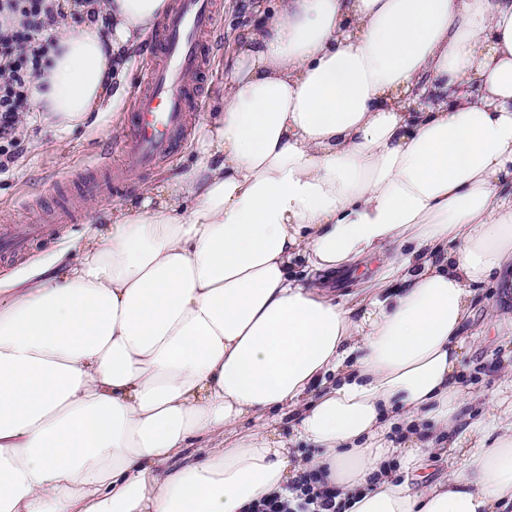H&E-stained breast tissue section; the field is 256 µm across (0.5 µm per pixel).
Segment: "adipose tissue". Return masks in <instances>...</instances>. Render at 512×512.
I'll return each instance as SVG.
<instances>
[{
    "instance_id": "adipose-tissue-1",
    "label": "adipose tissue",
    "mask_w": 512,
    "mask_h": 512,
    "mask_svg": "<svg viewBox=\"0 0 512 512\" xmlns=\"http://www.w3.org/2000/svg\"><path fill=\"white\" fill-rule=\"evenodd\" d=\"M167 7L103 0L36 109L82 125ZM199 134L0 280V512H246L309 468L348 512H504L512 366L478 418L457 375L474 284L512 279V0H275ZM283 410L288 436L244 426ZM434 449L447 481L413 489Z\"/></svg>"
}]
</instances>
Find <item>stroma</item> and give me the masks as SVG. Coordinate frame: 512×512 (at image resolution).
<instances>
[{"mask_svg":"<svg viewBox=\"0 0 512 512\" xmlns=\"http://www.w3.org/2000/svg\"><path fill=\"white\" fill-rule=\"evenodd\" d=\"M259 2L222 0V44L215 58L216 76L205 87L203 109L193 114V125H200L205 113L212 111L224 96V77L233 62L235 39L266 21L267 14L265 10L259 9ZM145 63V57H137L115 80L113 89L119 97L117 110L92 113L86 125L72 132H56L45 120L43 113L29 111L20 114L23 151L10 164L8 171L0 172V225L26 224L32 214L52 209L60 194L73 191L78 176L105 178V171L99 167L100 159L111 152L113 143L125 131L124 114ZM198 147L197 137H190L178 155L162 164L161 168L133 176L124 183H113L105 194L84 200L82 223L62 225L13 260L0 262V274H7L35 257L58 249L64 241L80 236L86 230L88 221L112 207L137 201L140 187L154 184L164 172L192 164ZM509 355H512L511 340L495 335L484 337L470 352L465 368L459 375L460 385L483 395L485 399H492L500 381L496 368Z\"/></svg>","mask_w":512,"mask_h":512,"instance_id":"1","label":"stroma"}]
</instances>
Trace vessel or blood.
Returning <instances> with one entry per match:
<instances>
[{
  "mask_svg": "<svg viewBox=\"0 0 512 512\" xmlns=\"http://www.w3.org/2000/svg\"><path fill=\"white\" fill-rule=\"evenodd\" d=\"M220 40L216 0H171L155 32V56L131 99L125 133L113 145L123 159L120 177L148 172L187 144L190 114L203 107L199 87L211 73ZM44 231L41 224H1L0 258L16 254Z\"/></svg>",
  "mask_w": 512,
  "mask_h": 512,
  "instance_id": "b4317fda",
  "label": "vessel or blood"
}]
</instances>
